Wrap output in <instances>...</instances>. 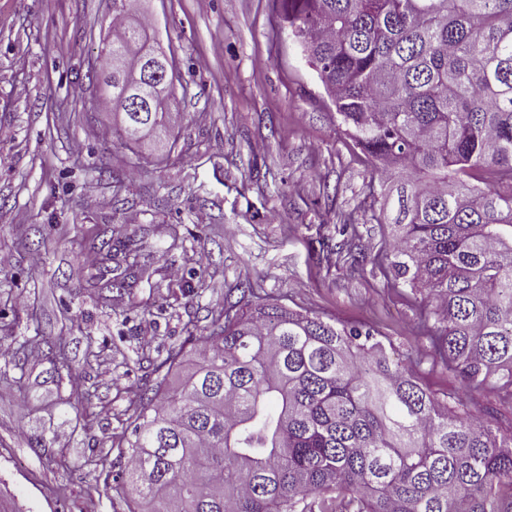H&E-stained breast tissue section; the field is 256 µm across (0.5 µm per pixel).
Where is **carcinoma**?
Instances as JSON below:
<instances>
[{"label": "carcinoma", "instance_id": "1", "mask_svg": "<svg viewBox=\"0 0 512 512\" xmlns=\"http://www.w3.org/2000/svg\"><path fill=\"white\" fill-rule=\"evenodd\" d=\"M284 21L375 163L363 205L396 231L372 257L423 296L434 353L466 383L512 397V0H282ZM112 0L118 136L151 148L149 113L128 109L143 69ZM336 261H367L356 224ZM143 272L141 253L95 232ZM196 339L179 388L136 395L125 437L128 512H512V433L458 413L363 325L324 320L241 290Z\"/></svg>", "mask_w": 512, "mask_h": 512}]
</instances>
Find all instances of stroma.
I'll use <instances>...</instances> for the list:
<instances>
[{
    "label": "stroma",
    "instance_id": "1",
    "mask_svg": "<svg viewBox=\"0 0 512 512\" xmlns=\"http://www.w3.org/2000/svg\"><path fill=\"white\" fill-rule=\"evenodd\" d=\"M139 13L176 62L173 122L149 154L120 143L88 77L112 0H0V344L18 350L0 399V512H128L121 438L149 363L208 335L246 286L370 325L453 409L512 418V399L435 358L420 296L323 251L373 164L278 0H140ZM116 224L149 255L148 280L122 293L88 241ZM91 339L104 352L88 363ZM52 345L71 375L53 372Z\"/></svg>",
    "mask_w": 512,
    "mask_h": 512
}]
</instances>
